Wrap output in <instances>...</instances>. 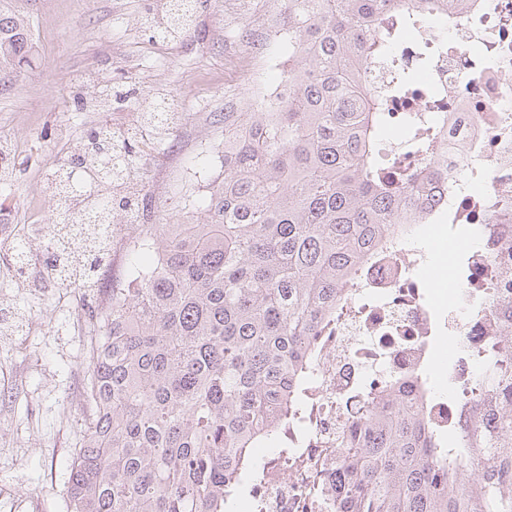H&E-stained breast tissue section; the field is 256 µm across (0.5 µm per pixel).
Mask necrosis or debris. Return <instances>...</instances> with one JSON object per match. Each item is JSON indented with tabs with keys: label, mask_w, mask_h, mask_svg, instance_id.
<instances>
[{
	"label": "necrosis or debris",
	"mask_w": 512,
	"mask_h": 512,
	"mask_svg": "<svg viewBox=\"0 0 512 512\" xmlns=\"http://www.w3.org/2000/svg\"><path fill=\"white\" fill-rule=\"evenodd\" d=\"M446 30L404 27L398 53L421 62L410 95L391 104L436 115L439 133L424 164L442 172L440 208L418 224L391 227L365 258L336 313L316 336L311 374L290 421L291 452L264 463L251 495L260 512H313L318 478L336 464V438L361 416L370 388L409 392L430 428L466 430L487 360L512 324V0H446ZM448 227L449 287L413 272L429 262L416 237ZM454 346L433 371L440 337Z\"/></svg>",
	"instance_id": "4bbe7bcc"
}]
</instances>
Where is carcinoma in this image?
I'll return each instance as SVG.
<instances>
[{"label":"carcinoma","mask_w":512,"mask_h":512,"mask_svg":"<svg viewBox=\"0 0 512 512\" xmlns=\"http://www.w3.org/2000/svg\"><path fill=\"white\" fill-rule=\"evenodd\" d=\"M181 5L184 32L194 0ZM432 24L435 0H287L288 97L255 112L224 113V171L209 188L199 224H137L133 278L90 319L84 393L92 407L69 465L68 512H226L240 480L257 469L255 449L283 443L288 414L310 367L314 338L347 278L398 223L406 202H436L435 170L396 159L378 144L386 101L368 73L391 62L393 91L412 81L391 54L403 6ZM29 20L0 13V65H26ZM141 130L91 131L56 184V223L89 214L102 235L72 264L70 288H92L120 228ZM416 150L433 148L431 126ZM483 410L463 435L464 466L395 393L374 395L342 437L334 512H512V358L489 363Z\"/></svg>","instance_id":"obj_1"}]
</instances>
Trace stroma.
Instances as JSON below:
<instances>
[{"instance_id":"1","label":"stroma","mask_w":512,"mask_h":512,"mask_svg":"<svg viewBox=\"0 0 512 512\" xmlns=\"http://www.w3.org/2000/svg\"><path fill=\"white\" fill-rule=\"evenodd\" d=\"M163 0H0L25 15L35 55L21 74L0 70V144L23 143L24 163L0 179V207L40 254L53 214V163L79 149L89 129L136 125L142 102L95 106L110 78L169 94L177 130L145 146L138 165L145 224H193L201 193L181 188L179 169L220 172L222 154L195 144L224 141V115L243 97L241 72L256 55L287 57L267 36L283 0H198L193 27L169 43L149 41L140 21ZM77 293H55L0 278V308L23 324L0 335V512H67L71 459L84 435L87 326H75Z\"/></svg>"}]
</instances>
